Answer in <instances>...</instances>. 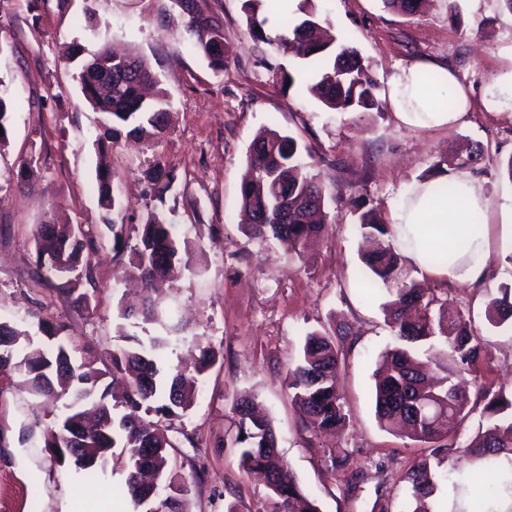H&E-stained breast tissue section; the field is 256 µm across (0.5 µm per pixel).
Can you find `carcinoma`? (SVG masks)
Masks as SVG:
<instances>
[{"label": "carcinoma", "mask_w": 512, "mask_h": 512, "mask_svg": "<svg viewBox=\"0 0 512 512\" xmlns=\"http://www.w3.org/2000/svg\"><path fill=\"white\" fill-rule=\"evenodd\" d=\"M186 18L194 48L218 72L228 63L230 50L217 21L203 14L200 0H172ZM265 0H244L243 10L249 34L270 42L275 48L304 64L319 62L309 92L324 106L345 112H380L386 102L359 51L342 38L331 42L321 36L313 0H303L301 22L286 34L266 35L262 16ZM425 0H383L404 15L420 11ZM93 61L112 69V95L89 90L84 73L77 81L85 100L103 117L108 128L104 137L125 128L128 133L157 143L170 129L171 103L163 90L151 99L143 94L146 85L158 83L148 62L137 55L117 56L101 48ZM481 156L476 148L464 156L443 159L433 166L427 179L447 167L471 168ZM301 147L292 135L269 130L255 138L247 152V175L240 186L241 204L250 216L246 233L255 238L272 237L288 242L296 253L327 232V225L314 219L323 212L325 190L308 176L300 161ZM100 227L112 234L113 247L122 244L119 230L109 212L118 206L114 178L98 169ZM176 176L173 170L157 166L150 182L155 199L164 202ZM361 210L362 237L373 247L362 256L363 290H385L386 320L395 332L397 344L382 355L376 371L375 412L381 428L433 447L436 465L447 457L448 426L463 420L471 411L463 374L481 358L484 350L471 329L470 317L448 307V299L432 288L409 278L406 257L393 246V229L371 209ZM138 243L130 249L127 270L139 279L145 296L138 310L120 312L124 320H141L157 325L162 334L143 342L128 335L127 346L110 353V367H98L97 357L77 347L62 335L64 326L40 320L42 335L32 338L28 331L0 322V373L15 374L36 397L62 402L45 447L58 464L69 466L89 480L119 464L126 471V492L142 512H187L191 488L181 475L174 455L178 439L170 434L172 424L184 418L195 404L198 375L216 360V354L199 340L194 346L200 356L196 374L175 371L161 374L159 362L166 350L184 340V327L172 322L167 311L153 297L159 279L177 276L190 262L181 249L174 225L165 214L151 210L140 225ZM99 236L84 225H37L34 234L35 264L40 272L56 280L57 290L79 310H88L97 292L94 256ZM485 317L497 329L512 322V287L503 285L490 295ZM347 333L313 330L306 333L302 352L288 367L286 387L293 403L305 415L308 430L331 431L346 427L347 414L337 390L340 344ZM488 429L470 444L471 454L493 466L504 457L512 460V398L505 392L484 389L477 396ZM234 411L236 433L230 443L237 448L240 466L246 472L274 477L266 484L270 512H320L317 500L297 482L278 451L272 420L261 413L254 400L243 399ZM151 473L160 493L149 495L140 474ZM404 512H432L427 500L437 490L435 472L425 459L411 466L404 476ZM473 502L470 512H491L485 501L512 491L490 484L482 471L470 477Z\"/></svg>", "instance_id": "1"}]
</instances>
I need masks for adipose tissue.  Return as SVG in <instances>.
<instances>
[{"label": "adipose tissue", "instance_id": "obj_1", "mask_svg": "<svg viewBox=\"0 0 512 512\" xmlns=\"http://www.w3.org/2000/svg\"><path fill=\"white\" fill-rule=\"evenodd\" d=\"M423 66L401 68L392 80V104L398 119L409 126L422 128L452 127L470 106L468 93L454 74L441 70V80L432 88L421 83ZM454 99L450 111L435 108L438 97ZM450 182L458 194V202L447 205L433 195V184L424 181L414 185L400 197L391 214L392 228L400 251L419 270L435 278H454L470 285L487 280L493 256L486 233L465 236L464 226L476 215L484 214L490 200L470 171L450 174ZM446 253L444 263L427 259L430 250Z\"/></svg>", "mask_w": 512, "mask_h": 512}]
</instances>
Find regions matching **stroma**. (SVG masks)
<instances>
[{
  "mask_svg": "<svg viewBox=\"0 0 512 512\" xmlns=\"http://www.w3.org/2000/svg\"><path fill=\"white\" fill-rule=\"evenodd\" d=\"M242 4L201 0L231 50L217 73L187 40L172 0H0V91L11 102L8 143L0 148V321L35 336L39 320L50 319L75 344L108 359L122 343L119 303L134 299L124 265L137 228L147 209L168 208L192 259L159 296L176 302L190 338L217 354L200 377V397L177 425L185 434L178 450L182 474L196 483L189 512H224L230 502L237 512L267 508L262 482L240 467L237 449L216 445L234 433V402L244 394L255 396L272 419L280 454L320 512H371L377 501L400 512V477L431 449L384 431L375 415L373 372L395 336L381 310L385 292L369 299L360 289V229L351 198L389 220L401 191L467 141L482 149L475 173L483 188L496 200L512 194L505 172L512 158V92L496 83L512 69V12L500 0H431L414 16L384 8L382 0H315L322 24L365 58L382 99H389L397 70L416 63L452 71L470 91L472 107L457 125L424 129L401 123L390 106L364 115L339 112L322 106L305 84L282 87L277 75L294 61L250 36ZM105 44L146 58L173 112L155 146L122 135L108 152L124 207V246L108 243L95 255V308L80 314L36 269L33 234L49 219L100 221L96 141L102 130L75 76L85 55ZM266 128L293 135L308 174L326 188L330 228L303 260L275 240L241 231L247 150ZM32 155L39 178L19 180L22 160ZM159 164L177 176L162 202L148 179ZM482 221L496 256L484 285L409 271L470 312L486 349L467 375L473 397L491 387L512 392V330L490 329L484 316L489 292L512 284V242L501 239L496 210ZM322 327L348 334L338 375L348 423L335 436L304 428L285 381L305 333ZM27 403L19 378L0 375V512H102L107 492L112 512H133L121 466H109L95 482L75 478L40 435L59 404L43 402L32 412ZM483 423L476 410L450 432L453 445L438 469V512L464 494L461 475L476 464L468 446ZM334 449L348 455L345 469L332 470Z\"/></svg>",
  "mask_w": 512,
  "mask_h": 512,
  "instance_id": "obj_1",
  "label": "stroma"
}]
</instances>
